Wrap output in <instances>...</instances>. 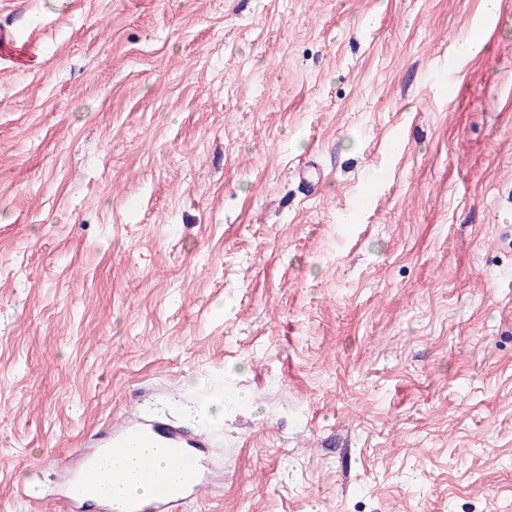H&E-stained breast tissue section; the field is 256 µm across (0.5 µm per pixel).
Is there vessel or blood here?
Listing matches in <instances>:
<instances>
[{
	"label": "vessel or blood",
	"mask_w": 512,
	"mask_h": 512,
	"mask_svg": "<svg viewBox=\"0 0 512 512\" xmlns=\"http://www.w3.org/2000/svg\"><path fill=\"white\" fill-rule=\"evenodd\" d=\"M208 442L199 433L136 410L109 428L107 440L82 456L60 492L65 512H179L207 482ZM152 488L149 502L119 496L132 480Z\"/></svg>",
	"instance_id": "b4317fda"
}]
</instances>
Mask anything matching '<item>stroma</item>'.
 <instances>
[{
  "label": "stroma",
  "instance_id": "1",
  "mask_svg": "<svg viewBox=\"0 0 512 512\" xmlns=\"http://www.w3.org/2000/svg\"><path fill=\"white\" fill-rule=\"evenodd\" d=\"M132 407L181 512H512V0H0V512Z\"/></svg>",
  "mask_w": 512,
  "mask_h": 512
}]
</instances>
